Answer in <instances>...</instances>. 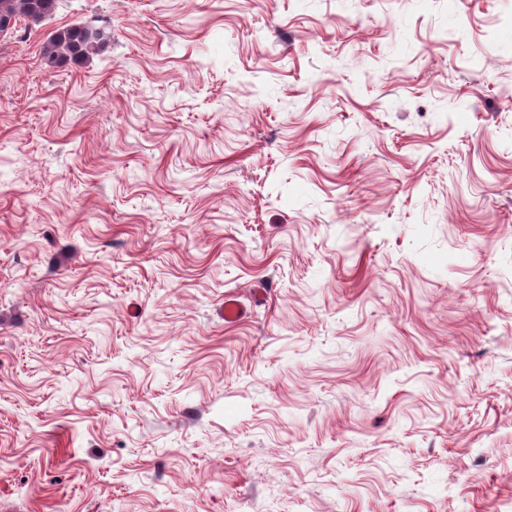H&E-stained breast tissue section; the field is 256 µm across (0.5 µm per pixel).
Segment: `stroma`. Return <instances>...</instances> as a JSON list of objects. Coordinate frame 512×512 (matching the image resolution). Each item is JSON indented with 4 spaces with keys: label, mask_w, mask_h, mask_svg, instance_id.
Segmentation results:
<instances>
[{
    "label": "stroma",
    "mask_w": 512,
    "mask_h": 512,
    "mask_svg": "<svg viewBox=\"0 0 512 512\" xmlns=\"http://www.w3.org/2000/svg\"><path fill=\"white\" fill-rule=\"evenodd\" d=\"M0 512H512V0L0 36ZM112 42V29L106 25L79 23L54 31L41 43L40 54L48 67L79 65L91 56L107 50Z\"/></svg>",
    "instance_id": "35a3bbf8"
}]
</instances>
